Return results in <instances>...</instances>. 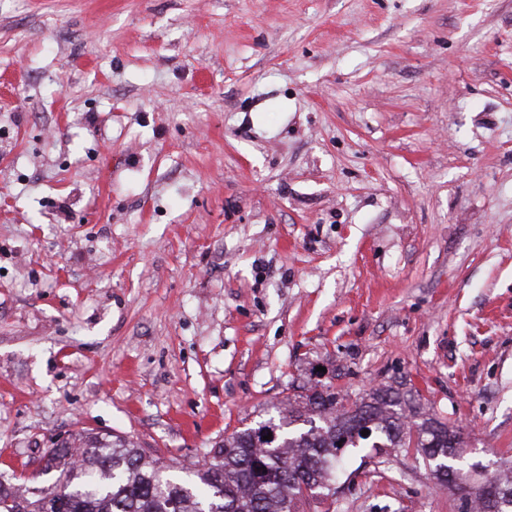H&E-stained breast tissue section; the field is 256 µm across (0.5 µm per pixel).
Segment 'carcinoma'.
<instances>
[{
    "mask_svg": "<svg viewBox=\"0 0 512 512\" xmlns=\"http://www.w3.org/2000/svg\"><path fill=\"white\" fill-rule=\"evenodd\" d=\"M407 395L390 387L353 401L331 384L305 387L203 460L181 465L184 478L124 436L82 431L49 449L48 464L63 466L61 475L24 502L0 481V512H302L336 482L337 463L362 441L377 451L422 452L432 474L457 491L462 512H512V475L471 487V469L459 460L461 432ZM272 430L276 438L264 439Z\"/></svg>",
    "mask_w": 512,
    "mask_h": 512,
    "instance_id": "1",
    "label": "carcinoma"
}]
</instances>
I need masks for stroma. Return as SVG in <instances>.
Instances as JSON below:
<instances>
[{
  "mask_svg": "<svg viewBox=\"0 0 512 512\" xmlns=\"http://www.w3.org/2000/svg\"><path fill=\"white\" fill-rule=\"evenodd\" d=\"M329 383L512 468V0H0V477ZM459 505L354 448L306 512Z\"/></svg>",
  "mask_w": 512,
  "mask_h": 512,
  "instance_id": "35a3bbf8",
  "label": "stroma"
}]
</instances>
